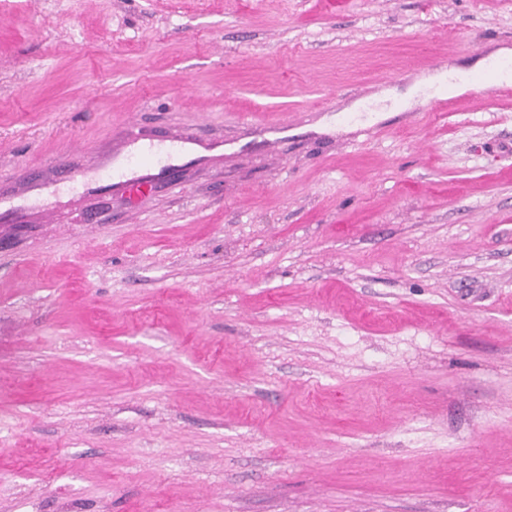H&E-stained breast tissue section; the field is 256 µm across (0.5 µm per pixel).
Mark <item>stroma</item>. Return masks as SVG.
Returning <instances> with one entry per match:
<instances>
[{"label": "stroma", "mask_w": 512, "mask_h": 512, "mask_svg": "<svg viewBox=\"0 0 512 512\" xmlns=\"http://www.w3.org/2000/svg\"><path fill=\"white\" fill-rule=\"evenodd\" d=\"M498 48L512 0H0V512H512V93L408 94ZM131 121L225 145L136 195Z\"/></svg>", "instance_id": "stroma-1"}]
</instances>
